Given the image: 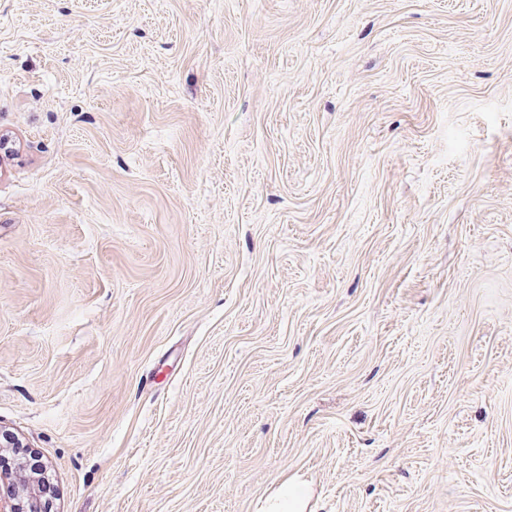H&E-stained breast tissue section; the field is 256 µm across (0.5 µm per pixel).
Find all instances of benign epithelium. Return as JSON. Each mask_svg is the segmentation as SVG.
<instances>
[{"label": "benign epithelium", "instance_id": "1", "mask_svg": "<svg viewBox=\"0 0 512 512\" xmlns=\"http://www.w3.org/2000/svg\"><path fill=\"white\" fill-rule=\"evenodd\" d=\"M0 448L16 449L15 465L23 470L31 484L25 494L0 498V512H55V493L47 476V466L27 449L12 431L0 428Z\"/></svg>", "mask_w": 512, "mask_h": 512}]
</instances>
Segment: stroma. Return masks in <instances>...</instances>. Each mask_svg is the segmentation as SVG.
I'll return each mask as SVG.
<instances>
[{
  "mask_svg": "<svg viewBox=\"0 0 512 512\" xmlns=\"http://www.w3.org/2000/svg\"><path fill=\"white\" fill-rule=\"evenodd\" d=\"M1 132L57 512H512V0H0ZM304 483L293 477L286 480L269 500L267 512H302L305 507Z\"/></svg>",
  "mask_w": 512,
  "mask_h": 512,
  "instance_id": "stroma-1",
  "label": "stroma"
}]
</instances>
